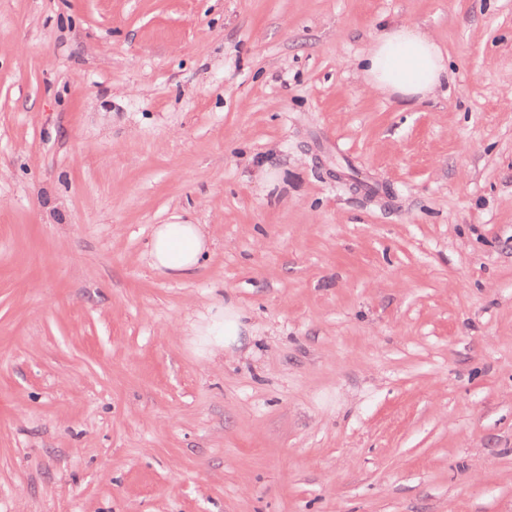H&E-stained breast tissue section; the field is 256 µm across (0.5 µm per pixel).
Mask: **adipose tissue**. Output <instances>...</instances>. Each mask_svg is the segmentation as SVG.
<instances>
[{"instance_id": "obj_1", "label": "adipose tissue", "mask_w": 512, "mask_h": 512, "mask_svg": "<svg viewBox=\"0 0 512 512\" xmlns=\"http://www.w3.org/2000/svg\"><path fill=\"white\" fill-rule=\"evenodd\" d=\"M365 89L414 104L435 97L448 83V59L435 38L417 25L396 20L385 25L352 63ZM209 225L175 219L151 234L152 267L175 279L196 274L211 252ZM200 357L210 363L250 345L253 330L232 301H217L187 326Z\"/></svg>"}]
</instances>
